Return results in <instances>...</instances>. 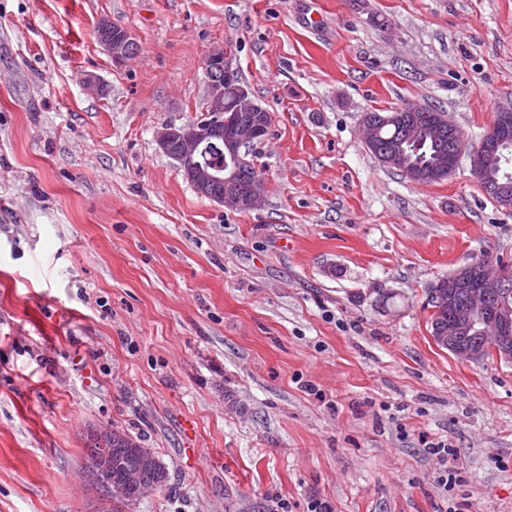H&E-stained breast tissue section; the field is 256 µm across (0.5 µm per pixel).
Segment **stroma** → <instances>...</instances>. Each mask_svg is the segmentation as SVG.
Here are the masks:
<instances>
[{
    "label": "stroma",
    "mask_w": 512,
    "mask_h": 512,
    "mask_svg": "<svg viewBox=\"0 0 512 512\" xmlns=\"http://www.w3.org/2000/svg\"><path fill=\"white\" fill-rule=\"evenodd\" d=\"M217 45L271 114L245 212L155 140ZM404 102L477 146L512 108V0H0V512H105L93 427L169 474L128 512H512V361H458L424 308L512 265V211L468 160L418 184L368 151L364 113ZM96 30L99 34L98 42L111 56L113 64L121 66L139 54V43L129 29L108 18H101Z\"/></svg>",
    "instance_id": "1"
}]
</instances>
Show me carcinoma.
Returning <instances> with one entry per match:
<instances>
[{
    "instance_id": "carcinoma-1",
    "label": "carcinoma",
    "mask_w": 512,
    "mask_h": 512,
    "mask_svg": "<svg viewBox=\"0 0 512 512\" xmlns=\"http://www.w3.org/2000/svg\"><path fill=\"white\" fill-rule=\"evenodd\" d=\"M402 107L405 109L403 116L413 121L412 132L404 133L402 123L394 118V113L373 111L371 115L375 118L377 131L375 146L368 147V150L375 156L385 151L400 156L401 163L394 169L416 183L426 184L428 180L419 178L418 174L429 171L441 160H448V141L437 142L430 137L428 126L435 118V110L423 112L412 103H404ZM503 153L509 162L494 163L476 174L480 187L487 186L494 179L512 181V142L503 148ZM102 448L110 449L112 469L93 476L90 485L103 499H108L106 485L124 482L129 472L136 473L139 484L144 487L163 489L167 486L169 475L158 457L145 461L138 439L125 431L116 428L90 430L84 460L89 462L97 458Z\"/></svg>"
}]
</instances>
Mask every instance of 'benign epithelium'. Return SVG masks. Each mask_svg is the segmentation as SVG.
I'll list each match as a JSON object with an SVG mask.
<instances>
[{"instance_id": "obj_1", "label": "benign epithelium", "mask_w": 512, "mask_h": 512, "mask_svg": "<svg viewBox=\"0 0 512 512\" xmlns=\"http://www.w3.org/2000/svg\"><path fill=\"white\" fill-rule=\"evenodd\" d=\"M98 42L111 56L112 63L123 65L140 51L135 35L127 28L102 18L96 25ZM207 87L206 106L210 119L166 125L158 131L159 149L174 160L184 177L202 197L229 210L258 208L267 191L261 178L243 181L252 167L249 146L262 135L270 112L253 102L248 88L242 83L232 58L222 46L213 47L203 63ZM232 87L238 94V106L233 112L224 111V88ZM434 134L448 137L452 146L448 164L433 172L436 178L455 172L465 152V137L457 133L456 124L442 115L433 124ZM512 138V110L506 108L497 122L469 152L473 172H479L485 160L498 153L499 145ZM217 152L221 163L210 154ZM512 282L502 270H492L490 262L471 263L457 269L446 281L430 284L432 288L448 289V311L451 324L448 335L437 337L448 353L461 362L479 363L491 351L499 360L512 361V318L489 309L493 294ZM481 328V336L473 339L464 335L470 328Z\"/></svg>"}]
</instances>
